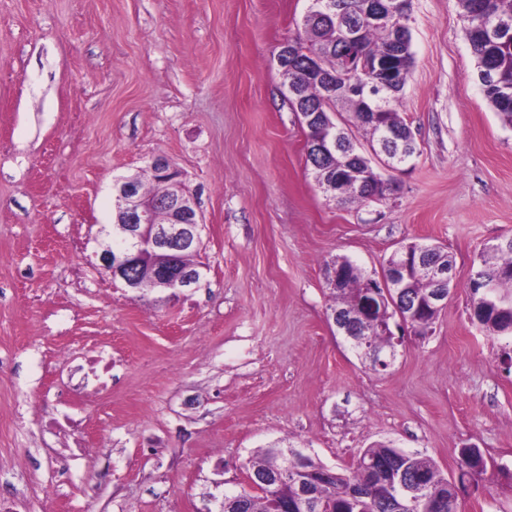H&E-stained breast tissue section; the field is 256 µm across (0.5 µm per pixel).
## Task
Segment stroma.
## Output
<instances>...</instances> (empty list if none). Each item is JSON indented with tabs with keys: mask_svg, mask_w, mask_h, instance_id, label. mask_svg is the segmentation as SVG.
<instances>
[{
	"mask_svg": "<svg viewBox=\"0 0 512 512\" xmlns=\"http://www.w3.org/2000/svg\"><path fill=\"white\" fill-rule=\"evenodd\" d=\"M308 0H0V499L14 512H205L293 446L349 471L380 441L431 456L457 512H512V340L470 320L474 259L512 237V127L457 0H413L397 105L418 152L394 192L327 200L276 55ZM166 157L199 201L201 278L130 293L99 261L116 178ZM443 246L454 287L385 371L336 332L327 271ZM112 339L80 429L71 364ZM479 448L481 477L461 474Z\"/></svg>",
	"mask_w": 512,
	"mask_h": 512,
	"instance_id": "stroma-1",
	"label": "stroma"
}]
</instances>
